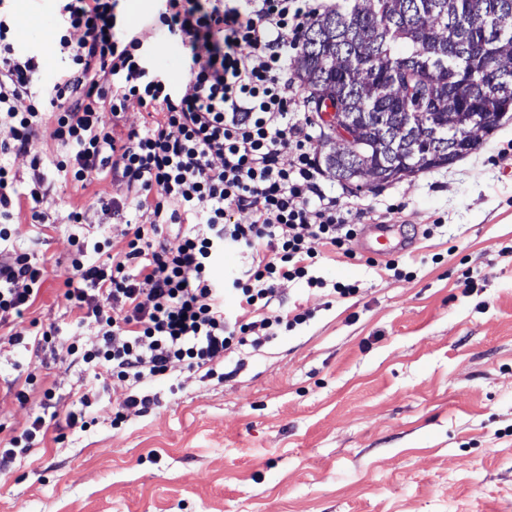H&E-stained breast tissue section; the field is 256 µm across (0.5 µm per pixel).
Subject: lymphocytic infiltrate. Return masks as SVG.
<instances>
[{
	"label": "lymphocytic infiltrate",
	"instance_id": "1",
	"mask_svg": "<svg viewBox=\"0 0 512 512\" xmlns=\"http://www.w3.org/2000/svg\"><path fill=\"white\" fill-rule=\"evenodd\" d=\"M115 8V0H58L66 68L47 93L34 88L36 56L18 48L11 17L0 13V128L9 130L0 141V243L15 236L23 207L44 223L46 168L83 189L111 179L122 245L89 262L87 241H76L64 293L74 328L93 321L101 343L80 349L54 326L41 340L130 383L127 407L145 409L147 385L172 363L209 369L232 346L305 322V311L269 314L280 283L320 285L313 271L322 252L354 257L366 211L341 206L321 186L320 115L293 71L319 12L314 0H165L158 22L190 59L177 89L149 75L146 31L124 29ZM133 101L145 112L136 128L124 123ZM41 135L64 154L31 159L29 187L20 189L10 160ZM228 250L251 263L226 284L212 267ZM46 274L25 252L0 259L9 342H24L9 318L35 303Z\"/></svg>",
	"mask_w": 512,
	"mask_h": 512
}]
</instances>
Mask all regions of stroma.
<instances>
[{
  "label": "stroma",
  "instance_id": "35a3bbf8",
  "mask_svg": "<svg viewBox=\"0 0 512 512\" xmlns=\"http://www.w3.org/2000/svg\"><path fill=\"white\" fill-rule=\"evenodd\" d=\"M38 27L17 31L49 89L64 64L55 0H26ZM160 0H120L150 27L151 74L180 85L188 65L178 37L153 29ZM38 209L87 224L39 232L28 211L14 245L48 261L22 328L75 319L64 280L77 235H92L110 180L76 190L56 171ZM339 202L393 209L405 246L389 258L326 254L316 288L285 283L277 311L310 318L261 346L231 348L213 376L174 365L153 381L158 402L113 411L129 391L94 381L64 350L0 345V448L41 410L85 411L87 428L62 427L0 476V512H512V120L472 153L380 189L324 179ZM337 284L353 295H334ZM98 387L100 400L79 398ZM26 391L20 402L17 391Z\"/></svg>",
  "mask_w": 512,
  "mask_h": 512
}]
</instances>
